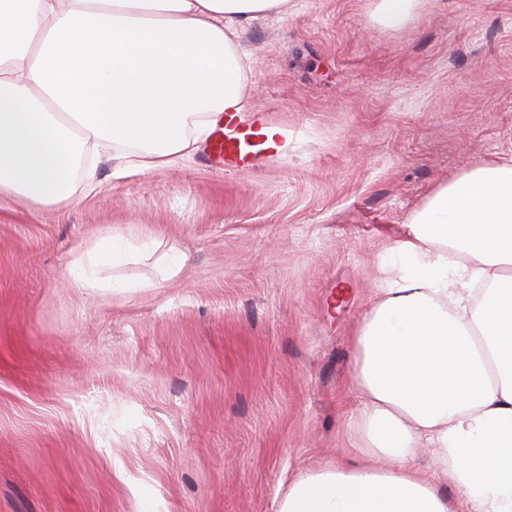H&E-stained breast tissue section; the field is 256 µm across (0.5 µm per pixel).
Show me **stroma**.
Wrapping results in <instances>:
<instances>
[{"instance_id": "1", "label": "stroma", "mask_w": 512, "mask_h": 512, "mask_svg": "<svg viewBox=\"0 0 512 512\" xmlns=\"http://www.w3.org/2000/svg\"><path fill=\"white\" fill-rule=\"evenodd\" d=\"M289 0L238 32L242 115L288 132L254 170L203 138L169 168L43 206L0 197V512H278L335 463L360 404L351 337L407 214L483 161H512V0ZM123 233L183 254L104 268ZM422 0H379L377 12L381 22L388 27H398L408 22ZM148 253V249L137 244L133 236L113 233L102 241L86 248L77 264V282L84 288H91L113 294L125 293L141 288L140 284L130 285L112 278V282L99 277V269L125 260H135Z\"/></svg>"}]
</instances>
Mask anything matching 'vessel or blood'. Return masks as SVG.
Masks as SVG:
<instances>
[{
  "instance_id": "vessel-or-blood-1",
  "label": "vessel or blood",
  "mask_w": 512,
  "mask_h": 512,
  "mask_svg": "<svg viewBox=\"0 0 512 512\" xmlns=\"http://www.w3.org/2000/svg\"><path fill=\"white\" fill-rule=\"evenodd\" d=\"M288 135L266 121L247 122L228 111L215 133L212 150L222 156L224 168L235 171L257 166L262 160L286 149Z\"/></svg>"
}]
</instances>
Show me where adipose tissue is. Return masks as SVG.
Instances as JSON below:
<instances>
[{"label":"adipose tissue","instance_id":"ef3b65f1","mask_svg":"<svg viewBox=\"0 0 512 512\" xmlns=\"http://www.w3.org/2000/svg\"><path fill=\"white\" fill-rule=\"evenodd\" d=\"M288 0H0V196L69 200L116 172L169 166L227 111L251 63L243 22ZM386 249L381 298L352 337L361 397L353 455L295 479L279 512H512V162H480L438 185ZM145 248L114 233L77 264L113 294L107 264ZM430 476L413 465L419 444ZM455 496H448V489Z\"/></svg>","mask_w":512,"mask_h":512}]
</instances>
